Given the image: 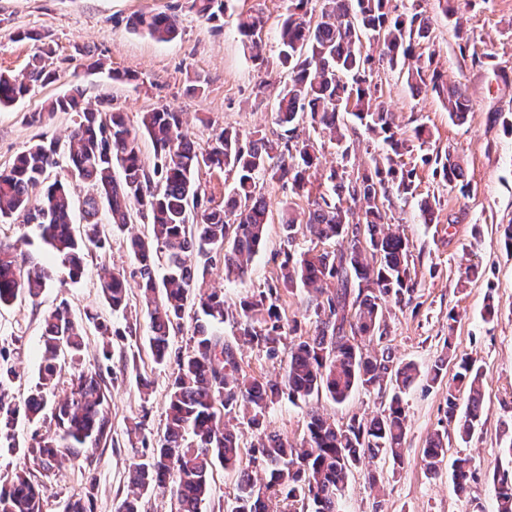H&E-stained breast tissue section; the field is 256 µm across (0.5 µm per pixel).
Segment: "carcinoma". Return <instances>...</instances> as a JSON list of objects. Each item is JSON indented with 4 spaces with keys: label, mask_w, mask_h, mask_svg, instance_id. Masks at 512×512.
I'll list each match as a JSON object with an SVG mask.
<instances>
[{
    "label": "carcinoma",
    "mask_w": 512,
    "mask_h": 512,
    "mask_svg": "<svg viewBox=\"0 0 512 512\" xmlns=\"http://www.w3.org/2000/svg\"><path fill=\"white\" fill-rule=\"evenodd\" d=\"M312 0H289L280 23L278 66L288 80L276 98V124L284 132L274 138L260 130L249 134L222 130L205 147L188 134L182 113L167 106L143 114L141 131L130 128L123 113L81 106L79 86L56 97L50 112H75L79 117L68 138L67 172L89 185L82 202L84 232L73 227L74 208L68 185L48 181L60 166L57 143L39 140L20 153L12 167L0 171V219L14 216L34 224L42 241L68 269L71 281L84 270L90 248H103L100 209L109 215L112 228L123 230L131 211L149 220L150 235L133 236L130 254L139 263L142 307L149 319V349L156 364L175 363L174 378L162 436L149 458L130 466L132 495L118 512H140V495L156 484H170L175 512H202L210 495L215 463L235 476L236 493L227 512H340L348 478L362 459L380 455L400 464L403 460L405 414L401 393L422 376L438 383L446 370L440 358L424 374L412 363H403L390 348L366 353L355 338L382 340L386 336L384 303L400 304L414 291L409 268L410 244L406 237L384 229L383 205L389 192L400 198L415 192V169L398 158L430 146L432 132L416 125L411 135L400 131L391 113L377 96L374 63H386L405 79L412 95L431 92L448 111L463 121L470 110L468 96L459 84L444 78L434 55L417 52L430 38L429 17L416 5L393 14L390 0H321L320 15L309 7ZM192 8L207 22L224 17V0H192ZM134 29L157 40L176 37L175 17L166 13L139 15ZM262 20L248 13L237 18V30L249 43L256 61L263 59L262 37L255 32ZM21 39L38 43L25 72L0 73V108L13 105L35 87L57 80V70L47 61L54 49L49 35L28 31ZM375 42L379 58L363 50L362 40ZM350 115L386 146V162L358 172L330 171L329 195L319 194L303 216L281 213L287 241L297 228L324 243H347L339 251H308L299 257L284 254L280 284L299 288L315 303L314 333L291 347L287 338L277 288L257 291L239 301L233 317L238 335L256 346L270 360L284 364L283 381L268 384L241 377L234 342L218 334V325L229 317L224 292L203 288L214 256L222 257L224 276L241 280L248 264L265 242L269 208L257 193L259 180L275 181L296 194H308L310 171L318 157L301 126L327 133L341 159H348L352 142L344 116ZM147 137L156 161L149 169L142 160L141 140ZM432 163V174L444 184L469 192L463 167L451 153L421 157ZM235 173L222 208H204L197 175L202 169ZM41 188L38 199L31 197ZM363 211L364 221L350 220L352 208ZM20 243L0 241V307L26 295L38 298L54 281L48 267H27ZM99 288L112 312L127 306V280L106 270ZM203 314L192 318L189 348L173 351L172 333L182 326L188 301ZM84 328L67 305L50 311L44 319V364L35 390L24 401L26 418H38L46 406V393L59 384L62 365L76 359L84 347ZM483 371L470 360L458 366L448 385V421L456 422L462 441L470 439L481 416ZM15 374L0 364V444L13 439L19 408L13 394ZM394 389L390 402L366 422L351 419L338 426L317 412L295 448L277 434H267L243 464L237 435L226 420L238 417L253 427L260 425L270 405L282 397L297 405L320 393L340 404L358 390ZM467 391V410L457 417V394ZM110 390L101 369L75 367L63 399L53 408V431L32 444V464L44 466L57 456L77 462L107 440L112 432ZM448 447V438L430 436L423 457L429 472H437ZM264 467L270 478L257 482L253 468ZM457 494L470 491L475 473L471 460L459 457L452 464ZM498 512H512V473L496 477ZM45 487L30 478L28 466L16 470L0 487V512H41Z\"/></svg>",
    "instance_id": "carcinoma-1"
}]
</instances>
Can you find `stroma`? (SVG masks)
Segmentation results:
<instances>
[{"label": "stroma", "mask_w": 512, "mask_h": 512, "mask_svg": "<svg viewBox=\"0 0 512 512\" xmlns=\"http://www.w3.org/2000/svg\"><path fill=\"white\" fill-rule=\"evenodd\" d=\"M420 2L431 22L429 41L422 52H436L448 82L462 83L471 109L464 121L454 122L431 94L412 96L398 72L376 66L373 81L382 101L393 111L405 131L425 124L433 133L434 147L459 156L469 196H461L432 176V168L419 155L407 158L416 170L413 197H391L385 202L393 230L409 240L411 276L415 282L409 303L389 305L387 334L382 342L360 340L361 348L386 346L397 358L427 368L445 354L455 362L467 358L484 372L481 419L472 438L448 439L447 453L438 474H430L423 461L429 437L448 426V385L427 386L425 380L403 396L406 442L403 464L376 458L350 476L343 512H497L494 476L512 470V253L505 250L502 226L512 224V0H477L463 9L458 25H450L437 0H392L397 12ZM192 0H0V72L16 75L31 61L36 45L17 39L20 30L49 34L56 50L60 78L35 88L13 107L0 111V170L39 138L66 142L77 120L73 112H48V99L62 94L72 83H81L85 104L96 107L108 99L122 112L130 128H139L143 112L167 106L182 112L193 140L207 146L215 133L231 128L248 132L259 128L275 132L276 95L283 78L277 68L280 51L278 29L288 0H226L223 23L207 22L191 7ZM165 12L174 15L178 34L158 41L134 29L139 14ZM261 14L266 65L250 57L236 28L239 13ZM87 46L102 59L104 69L87 73L75 45ZM116 70L133 74L130 82L107 76ZM204 76V93H189L196 76ZM40 122H31L32 113ZM435 201L434 223H421V201ZM108 239L105 249L90 252L79 282H68L60 260L39 244L34 227L12 218L0 220V239L22 240L35 263L51 267L56 286L39 298L24 297L0 309V355L18 371V399H25L38 380L41 332L45 315L67 302L76 318L85 311L98 312L108 324L109 336H100L87 324L86 347L78 364L107 372L112 391V437L87 459L72 464L61 460L48 468L34 467L38 483L46 488L42 512H60L64 500L92 495L93 512H117L128 493V469L140 454L132 447L127 430L141 423L148 444H156L166 417L172 365L153 361L147 343L149 320L141 309L137 291H130L128 308L112 313L99 288L103 269L123 272L129 283L139 279L138 265L126 247L127 233L103 224ZM306 233L286 240L279 222L267 228L262 250L255 256L244 279L228 282L221 266H214L207 283L223 289L228 302L276 284L285 253L299 254L314 248ZM494 315H487V306ZM390 391L356 390L344 403L326 397L311 405H294L282 399L269 409L266 432L302 439L308 409H316L336 424L351 419L367 420L380 412ZM46 424L19 418L15 445L0 447V485L15 468L29 460L34 433ZM473 460L476 479L468 496L454 493L451 465L456 458ZM376 472L378 484H370L368 472Z\"/></svg>", "instance_id": "stroma-1"}]
</instances>
